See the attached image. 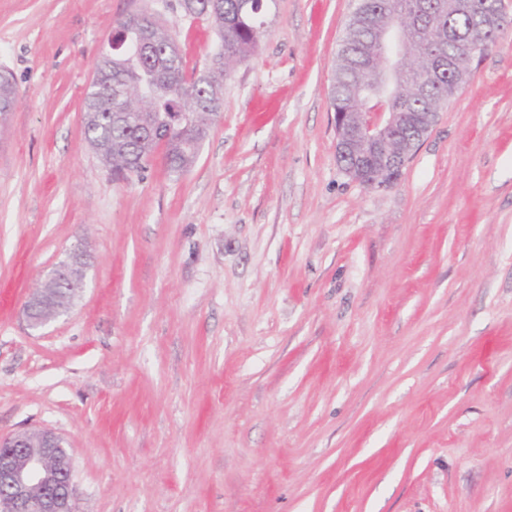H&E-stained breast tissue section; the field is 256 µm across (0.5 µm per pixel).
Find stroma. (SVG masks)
<instances>
[{
	"instance_id": "1",
	"label": "stroma",
	"mask_w": 512,
	"mask_h": 512,
	"mask_svg": "<svg viewBox=\"0 0 512 512\" xmlns=\"http://www.w3.org/2000/svg\"><path fill=\"white\" fill-rule=\"evenodd\" d=\"M356 0H272L194 165L115 180L83 101L141 10L204 71L179 0H0V434L52 429L76 512H512V29L397 184L336 161ZM83 242L64 319L23 305Z\"/></svg>"
}]
</instances>
